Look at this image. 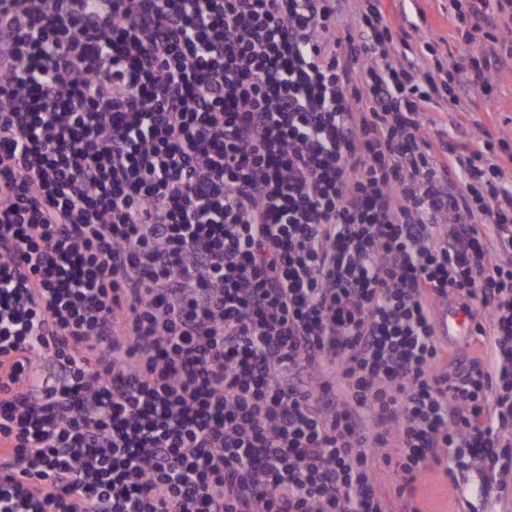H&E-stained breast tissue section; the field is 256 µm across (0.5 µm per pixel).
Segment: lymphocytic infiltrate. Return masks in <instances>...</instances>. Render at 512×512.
I'll list each match as a JSON object with an SVG mask.
<instances>
[{
    "label": "lymphocytic infiltrate",
    "instance_id": "obj_1",
    "mask_svg": "<svg viewBox=\"0 0 512 512\" xmlns=\"http://www.w3.org/2000/svg\"><path fill=\"white\" fill-rule=\"evenodd\" d=\"M449 5L448 55L381 0H0V512L512 472V144L430 113L512 64V0ZM450 299L486 361L443 367Z\"/></svg>",
    "mask_w": 512,
    "mask_h": 512
}]
</instances>
